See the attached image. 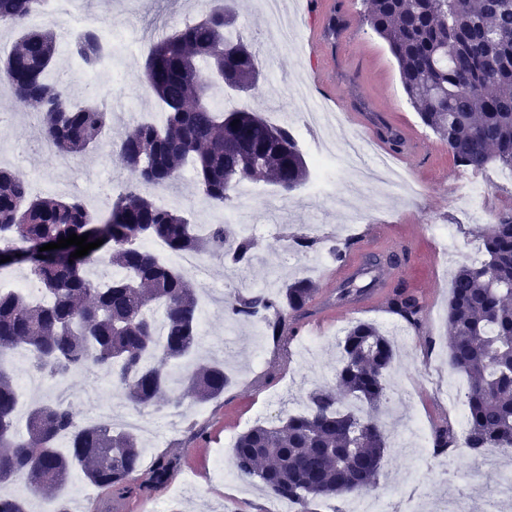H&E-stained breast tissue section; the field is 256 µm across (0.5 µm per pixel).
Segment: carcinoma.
Listing matches in <instances>:
<instances>
[{"label":"carcinoma","instance_id":"carcinoma-1","mask_svg":"<svg viewBox=\"0 0 512 512\" xmlns=\"http://www.w3.org/2000/svg\"><path fill=\"white\" fill-rule=\"evenodd\" d=\"M41 0H0V24L19 32L10 59H29L28 80L12 84L17 101L41 113L40 134L64 154L97 146L112 113L69 103L68 88L48 78L59 51L51 26L29 28ZM367 20L397 61L410 104L443 142L458 166L482 169L497 163L512 172V0H367ZM244 34L237 0H210L205 17L159 38L139 80L168 109L162 125L137 124L116 145L117 163L130 180L106 215L91 213L78 197L30 194L27 181L0 167V254L5 265H27L43 289L34 300L0 289V358L22 349L42 376L64 378L95 367L144 409L169 401L174 385L196 401L224 393L229 378L213 362L173 378L169 365L198 350L200 297L195 282L142 248L162 240L174 254H217L231 268L247 266L254 244L231 224H211L207 235L177 211L156 205L142 187L167 184L192 165L197 185L215 208H228L244 181H263L286 197L307 178L293 131L260 113L216 108L212 85L234 80L249 88L252 62L238 55ZM69 51L93 68L103 46L93 34L76 38ZM375 125L389 148L399 135L382 116ZM71 234L103 244L71 258L77 246L39 248ZM486 259L459 267L448 299V368L466 375L467 427L459 436L448 424L432 434L433 455L449 448L512 454V216L482 235ZM119 269L112 281L88 275L103 262ZM317 294L305 278L277 295L237 294L224 301L234 322L260 320L270 336L287 341ZM164 311L163 331L151 317ZM390 311L418 329L424 306L409 288H394ZM336 385L308 394L307 412L280 425H255L240 434L231 464L245 481L309 512L316 500L350 498L376 485L388 449L378 423L388 397L385 375L395 351L372 323L358 322L338 341ZM19 390L13 371L0 361V486L18 477L29 493L45 497L49 512H67L52 495L75 471L112 497H151L179 459L157 458L142 472L137 436L109 423L79 425L70 404L35 402L26 432L15 425ZM68 443V452L58 441Z\"/></svg>","mask_w":512,"mask_h":512}]
</instances>
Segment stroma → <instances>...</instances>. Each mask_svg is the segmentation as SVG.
I'll list each match as a JSON object with an SVG mask.
<instances>
[{"mask_svg":"<svg viewBox=\"0 0 512 512\" xmlns=\"http://www.w3.org/2000/svg\"><path fill=\"white\" fill-rule=\"evenodd\" d=\"M91 2L101 20L98 36L111 33L125 40L115 77L107 94L97 98V105L111 112L116 127H132L135 113L142 120L162 124L164 105L139 81L150 41L197 22L204 7L198 6L197 0H179L175 5L170 0H139L134 9L127 0ZM344 3L345 25L312 56L299 47L318 25L310 0H288V16L297 28L298 43L280 48L273 47L266 37L267 19L259 0H240L239 25L245 35L258 37L255 55L264 77L245 93L228 91L224 97L262 112L271 123L292 127L307 159L319 133L305 128L293 112V96L296 84L309 82L316 71L328 75L325 89L335 96L337 112H377L391 124L416 131V151L399 167L415 181L418 195L398 196L384 205L377 188H365L356 206L363 223L375 225L376 232L371 238L357 239L349 257L353 266H361L380 254V242L388 241L406 250L407 260L385 266L377 287L369 294L355 301L339 300L336 261L310 264L308 254L291 249L290 239L295 235L315 239L317 252L325 253L334 241L352 236L353 226L341 199L356 182V172L339 162L329 163L319 193H309L303 185L285 198L273 186L254 183L252 199L243 210L245 222L254 227V258L247 268L231 269L225 267L222 258L206 256L212 274L210 285L219 299L201 300L206 322L200 329L201 347L190 358L195 367L214 361L223 364L230 376L224 393L206 402L187 398L177 406H154L137 412L108 377L91 380L80 372L66 378L69 402L79 423H92L91 412L97 405L112 407L118 413L139 414L143 428L137 436L144 466H151L163 455L181 460L167 485L151 498L130 496L113 503L106 491L89 484L79 496L71 487H64L62 500L80 512H105L109 507L114 512H269L270 495L258 486L219 478L213 471V458L218 452H231L238 435L256 423L274 424L284 414L303 412L311 389L334 385L336 343L359 322L376 324L390 334L396 352L387 377L389 403L383 416L390 450L377 484L363 490V498L378 507L417 488L432 500L454 499L466 496L469 487L499 483L500 470L481 467L479 457L466 449H451L447 465L422 456L409 428L416 420L431 429L447 422L448 400L441 391L448 383L466 382L465 376L448 369L445 336L451 276L471 255L480 254L481 232L494 224L496 217L512 213V178H502L500 169L493 165L479 172L454 165L444 145L409 104L397 63L387 43L365 20L362 0ZM29 114V109L17 106L11 91H0V142L30 145ZM64 162L69 163L70 175L83 198L88 195L89 179L108 172L118 188L129 179L128 171L115 165L112 140L106 133L95 148L66 161L51 151L36 152L23 162L2 158L0 166L25 178L36 173L52 181ZM476 179L484 184L485 209L461 218L459 200ZM144 193L153 200L168 196L170 209L194 224H217L225 217L224 211L210 206L191 173L181 174L171 184L147 187ZM433 221L458 225L460 237L454 250L440 249L429 228ZM298 277L311 279L318 293L288 345L266 340L256 324L232 323L225 318V298L258 290L275 293ZM399 286L412 289L421 299V330L398 326L396 315L387 309V293ZM466 498L469 512H483L482 500Z\"/></svg>","mask_w":512,"mask_h":512,"instance_id":"1","label":"stroma"}]
</instances>
